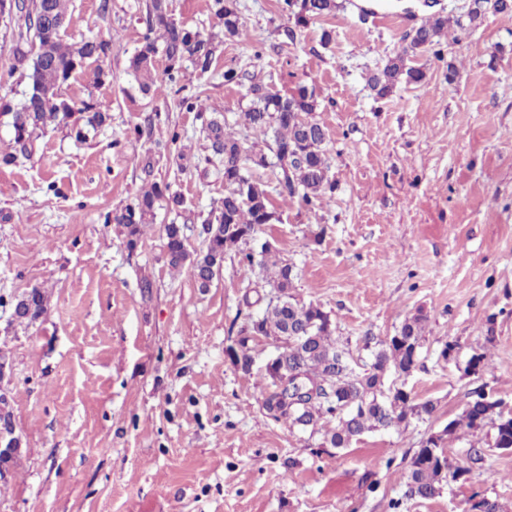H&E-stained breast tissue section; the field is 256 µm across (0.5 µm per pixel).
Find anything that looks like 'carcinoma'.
Wrapping results in <instances>:
<instances>
[{
	"mask_svg": "<svg viewBox=\"0 0 512 512\" xmlns=\"http://www.w3.org/2000/svg\"><path fill=\"white\" fill-rule=\"evenodd\" d=\"M67 2L15 0L16 54L25 66L28 90L18 107L8 109L13 137L11 151L0 154L1 166L15 164L20 156L32 157L37 141L50 127L62 124L76 140L85 141L106 120L101 107L85 101L64 106L67 99L61 89L75 72L82 71L94 84L103 80L106 72L101 62L108 51L107 43L92 36L76 43L63 41L54 21L67 18ZM282 10L293 14L296 24L304 25L331 14L336 10V0H283ZM213 11L225 33L240 34L243 24L236 0H213ZM490 11L511 13L512 0H473L464 20L443 14L429 16L407 35V45L369 76L371 90L384 98L401 83H420L425 74L410 65L411 58L432 50L447 32L478 24ZM147 25L149 34L129 59V69L141 86L165 93L167 83L176 80L175 74L187 61L202 73L209 71L215 46L200 32L172 18L166 0H151ZM159 55L167 62L165 80L154 77ZM251 93L244 121L268 137L265 148L255 151L244 147L224 121L210 119L202 123V133L211 148L204 161L224 180V197L213 203L204 221L202 249L195 254L187 249L183 225L165 226L169 266L187 269L202 290L211 286L227 253L256 235L260 226L276 221L270 182L255 176L252 170L272 169L283 199L297 197L311 212L332 202L334 186L329 177L326 133L313 117L314 93L299 86L289 95H280L261 84L252 85ZM165 197L176 206L183 205L181 196L170 192L168 185L154 182L122 210L107 214L105 223L121 225L126 247L133 251L140 243L143 226L153 223L156 205ZM240 254L247 266L256 265L266 273L268 285L282 297L279 303L260 295L246 302L249 307L261 306V311L246 315L236 346L229 347L235 364L249 374L253 365L249 343L270 337L277 342L272 362L266 366L273 389L262 403L270 416L313 434L320 423H327L324 443L332 448H348L366 433L406 427L411 420L434 413L433 401L416 403L405 386L387 385L388 375L406 378L415 369L424 330L422 317L407 319L398 335L378 343L372 362L358 370L350 350L332 339L328 314L290 293L291 264L272 258L273 252L266 245L258 253L242 250ZM47 305L45 292L33 288L16 299L13 317L21 323H33L46 313ZM294 373L303 375L317 391L314 400L304 407L287 404L277 387V379ZM450 425L444 435L431 437L414 452L405 496L434 499L448 480L467 479L471 469L452 466L444 450V436L450 437L460 428L477 431L489 427L494 432L493 447L512 452V415L504 413L500 400L482 390L467 396L461 414Z\"/></svg>",
	"mask_w": 512,
	"mask_h": 512,
	"instance_id": "1",
	"label": "carcinoma"
}]
</instances>
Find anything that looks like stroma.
I'll return each instance as SVG.
<instances>
[{"instance_id": "obj_1", "label": "stroma", "mask_w": 512, "mask_h": 512, "mask_svg": "<svg viewBox=\"0 0 512 512\" xmlns=\"http://www.w3.org/2000/svg\"><path fill=\"white\" fill-rule=\"evenodd\" d=\"M237 2L244 33L231 37L212 0H168L217 51L207 73L185 65L163 99L127 71L147 0L69 4L64 41L94 36L109 49L103 82L73 75L65 96L97 102L108 119L84 143L48 129L33 157L0 166V347L10 356L0 388L22 441L0 480V512H468L482 499L512 512V452L489 448L479 431L445 442L452 465L471 467L468 480L431 500L405 495L414 451L459 416L468 391L512 409V13L487 14L461 42L442 38L438 54L413 60L421 83L379 99L367 75L427 14H465L466 0H343L303 26L281 0ZM15 45L0 25V105L26 90ZM230 67L245 70L241 83L225 84ZM255 83L314 90L334 191L313 213L273 196L278 220L249 248L272 243L293 266V295L320 306L362 362L422 317L406 387L434 402L430 418L343 449L274 420L262 407L274 341L254 344L248 374L228 353L246 298L269 290L259 268L228 253L203 291L169 266L165 224L183 225L189 250L201 249L203 221L224 194L215 174L179 170L175 157L205 155L203 119L240 130ZM183 95L196 96V111L178 108ZM138 125L149 134L135 136ZM154 181L185 208L159 206L128 251L122 227L104 217ZM34 287L49 297L46 313L15 322L16 299ZM480 353L482 372L465 374Z\"/></svg>"}]
</instances>
